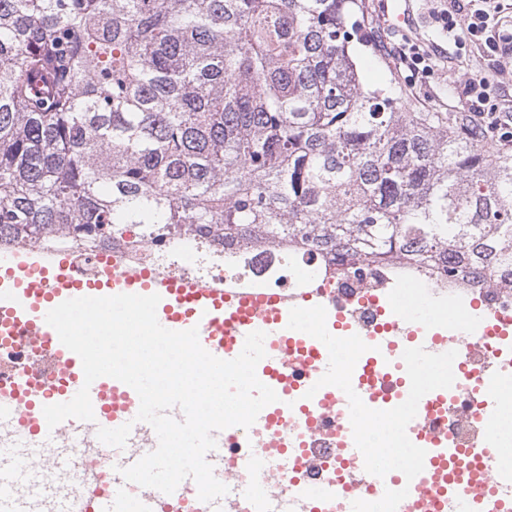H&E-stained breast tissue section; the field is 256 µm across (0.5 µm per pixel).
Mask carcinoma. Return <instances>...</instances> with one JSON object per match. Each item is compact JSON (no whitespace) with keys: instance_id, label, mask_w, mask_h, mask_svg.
Returning a JSON list of instances; mask_svg holds the SVG:
<instances>
[{"instance_id":"cac0c4a2","label":"carcinoma","mask_w":512,"mask_h":512,"mask_svg":"<svg viewBox=\"0 0 512 512\" xmlns=\"http://www.w3.org/2000/svg\"><path fill=\"white\" fill-rule=\"evenodd\" d=\"M361 0H0V242L512 275V133L363 79Z\"/></svg>"}]
</instances>
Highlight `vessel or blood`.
<instances>
[{"mask_svg":"<svg viewBox=\"0 0 512 512\" xmlns=\"http://www.w3.org/2000/svg\"><path fill=\"white\" fill-rule=\"evenodd\" d=\"M154 293L161 297L159 323L172 331L197 328L200 342L216 357H237L246 335L260 330L287 337L292 345L306 344L319 356L318 374L328 369L324 344L287 327L291 308L315 306L312 297L232 296L142 270L110 271L105 279L89 282L76 277L64 259L0 255V349L29 354L25 367L0 369V447L35 451L29 470L16 461H0V512H173L187 493L196 492L190 478L166 495L122 477L121 468L158 446L154 429L136 419L140 400L132 387L110 377L96 379L89 385L91 422L70 418L51 428L43 414L44 406L71 400L85 385L79 356L46 323L47 312L73 298ZM389 302L404 327L431 315L428 301L409 304L396 293ZM283 363V357L268 353L256 368L260 381L279 389ZM126 423L132 430L124 448L98 440V428Z\"/></svg>","mask_w":512,"mask_h":512,"instance_id":"b4317fda","label":"vessel or blood"}]
</instances>
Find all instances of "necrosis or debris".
Listing matches in <instances>:
<instances>
[{
	"label": "necrosis or debris",
	"instance_id": "obj_1",
	"mask_svg": "<svg viewBox=\"0 0 512 512\" xmlns=\"http://www.w3.org/2000/svg\"><path fill=\"white\" fill-rule=\"evenodd\" d=\"M41 253L49 258L67 256L75 274L91 281L111 261L231 294L280 291L291 298H323L342 326L376 349L377 371L369 382L367 401L375 410L394 408L409 395L405 387L409 376L402 359L405 349L450 336L460 321L473 323L476 334L463 346L465 369L455 372L451 388L434 390L432 410L418 412L407 426L413 444L434 434L460 454L445 465L425 461L397 512H438L448 497L472 493L481 497L480 512H512V501L502 493L512 474V423L503 416L504 408L512 407V283L490 284L478 271L451 278L408 263L370 264L354 275L293 246L227 252L198 238L184 245L148 242L136 248L127 235L91 247L62 237ZM395 286L439 298L435 316L393 334L391 318L381 312L379 302ZM488 367L496 374L495 384L476 390L475 379ZM291 401L290 393H281V421L231 428L235 440L224 449V483L236 495L233 512H265L267 501L291 497L306 487L322 492L306 512H345V499L352 494L369 502L379 500V491L357 483L356 465L343 451L341 393H334L329 412L313 427L306 416L292 410ZM491 432L497 435L498 450L482 467H475L473 455L479 441ZM302 438L314 443L315 454L287 458L276 468L268 466L276 442Z\"/></svg>",
	"mask_w": 512,
	"mask_h": 512
}]
</instances>
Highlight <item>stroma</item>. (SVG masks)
Instances as JSON below:
<instances>
[{
	"label": "stroma",
	"mask_w": 512,
	"mask_h": 512,
	"mask_svg": "<svg viewBox=\"0 0 512 512\" xmlns=\"http://www.w3.org/2000/svg\"><path fill=\"white\" fill-rule=\"evenodd\" d=\"M364 3L374 40L371 49L360 51L358 60L369 84L395 82L405 90L411 105L424 112H464L469 108L463 94L465 80L475 73H489L499 82L498 92L491 96V120L497 123L512 116V66L500 67L497 55L483 44H449L448 35L438 22L441 14L456 12L455 0H415L413 8L419 24L415 31L402 23L388 26L383 0ZM407 41L431 47L433 64L429 76L415 78L408 70L394 69L391 53Z\"/></svg>",
	"instance_id": "1"
}]
</instances>
